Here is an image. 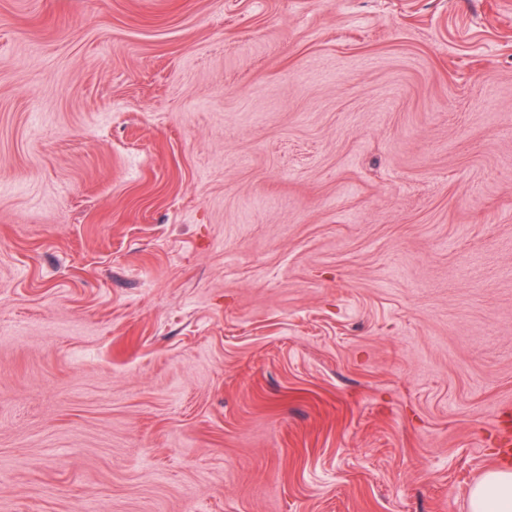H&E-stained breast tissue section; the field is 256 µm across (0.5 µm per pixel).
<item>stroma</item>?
<instances>
[{"label": "stroma", "mask_w": 512, "mask_h": 512, "mask_svg": "<svg viewBox=\"0 0 512 512\" xmlns=\"http://www.w3.org/2000/svg\"><path fill=\"white\" fill-rule=\"evenodd\" d=\"M512 410V0H0V512H469Z\"/></svg>", "instance_id": "1"}]
</instances>
